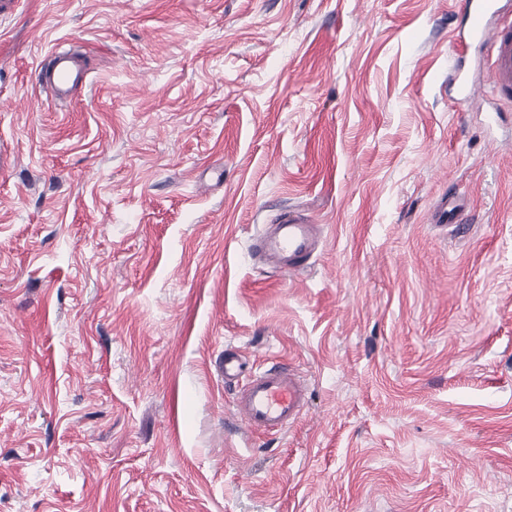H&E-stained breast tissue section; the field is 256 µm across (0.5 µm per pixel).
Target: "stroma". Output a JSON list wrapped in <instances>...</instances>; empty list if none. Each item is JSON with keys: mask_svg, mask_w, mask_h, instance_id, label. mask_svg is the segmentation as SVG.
Here are the masks:
<instances>
[{"mask_svg": "<svg viewBox=\"0 0 512 512\" xmlns=\"http://www.w3.org/2000/svg\"><path fill=\"white\" fill-rule=\"evenodd\" d=\"M462 9L0 16V512H512V104L450 100ZM71 42L61 107L34 71ZM284 207L320 226L294 277L250 252ZM228 348L305 376L286 431L246 430ZM89 55L77 45H56L37 65L36 84L47 98L61 106L70 105L89 82Z\"/></svg>", "mask_w": 512, "mask_h": 512, "instance_id": "stroma-1", "label": "stroma"}]
</instances>
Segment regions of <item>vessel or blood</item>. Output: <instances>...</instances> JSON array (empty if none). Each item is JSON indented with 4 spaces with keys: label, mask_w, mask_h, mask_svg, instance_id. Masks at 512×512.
I'll return each mask as SVG.
<instances>
[{
    "label": "vessel or blood",
    "mask_w": 512,
    "mask_h": 512,
    "mask_svg": "<svg viewBox=\"0 0 512 512\" xmlns=\"http://www.w3.org/2000/svg\"><path fill=\"white\" fill-rule=\"evenodd\" d=\"M463 16V33L453 41L451 54L457 62L448 70L449 85L462 103L478 94L483 84L500 100L512 102V0H465ZM473 45L487 49L480 78L460 59L464 47ZM88 60L84 47L53 46L37 65L36 83L50 101L72 104L89 82ZM317 243L316 224L306 215L285 211L253 238L251 254L263 264L295 272L314 258ZM224 380L239 383L234 408L252 432H283L305 410L306 380L294 369L273 365L248 372L239 356L228 351L224 354Z\"/></svg>",
    "instance_id": "vessel-or-blood-1"
}]
</instances>
